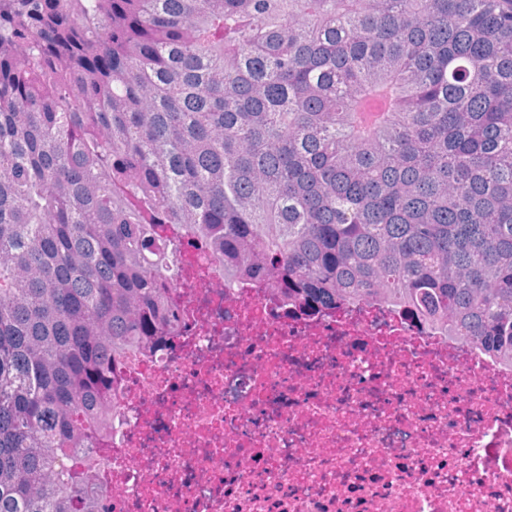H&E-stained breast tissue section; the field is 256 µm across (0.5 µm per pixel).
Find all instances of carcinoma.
I'll return each mask as SVG.
<instances>
[{
	"mask_svg": "<svg viewBox=\"0 0 512 512\" xmlns=\"http://www.w3.org/2000/svg\"><path fill=\"white\" fill-rule=\"evenodd\" d=\"M161 224L512 361V0H0V512H78Z\"/></svg>",
	"mask_w": 512,
	"mask_h": 512,
	"instance_id": "obj_1",
	"label": "carcinoma"
}]
</instances>
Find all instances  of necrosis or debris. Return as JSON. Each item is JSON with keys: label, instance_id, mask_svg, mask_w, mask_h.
<instances>
[{"label": "necrosis or debris", "instance_id": "1", "mask_svg": "<svg viewBox=\"0 0 512 512\" xmlns=\"http://www.w3.org/2000/svg\"><path fill=\"white\" fill-rule=\"evenodd\" d=\"M180 320L112 353L108 438L56 454L97 512H512V363L402 301L242 287L196 236Z\"/></svg>", "mask_w": 512, "mask_h": 512}]
</instances>
